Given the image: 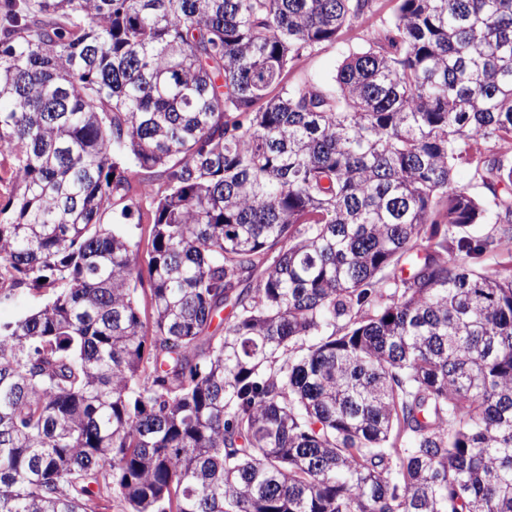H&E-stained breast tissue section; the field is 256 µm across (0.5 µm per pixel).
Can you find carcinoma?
<instances>
[{
	"instance_id": "cac0c4a2",
	"label": "carcinoma",
	"mask_w": 512,
	"mask_h": 512,
	"mask_svg": "<svg viewBox=\"0 0 512 512\" xmlns=\"http://www.w3.org/2000/svg\"><path fill=\"white\" fill-rule=\"evenodd\" d=\"M371 8L0 0V512H512V0ZM396 3V0H374L371 12L346 24L336 41L322 43L296 63L288 73V84L300 85L309 80L333 84L338 66L350 53L369 48L376 34L392 18ZM455 180L458 185L465 187L469 193L480 197L490 208L492 197L484 188L481 179L475 174L474 168L470 165L458 164L455 170ZM45 302V297L37 294L23 292L13 300L0 304V321H9L21 317L36 309Z\"/></svg>"
}]
</instances>
